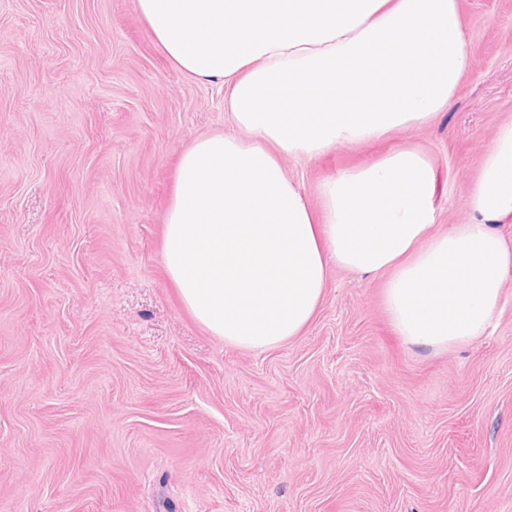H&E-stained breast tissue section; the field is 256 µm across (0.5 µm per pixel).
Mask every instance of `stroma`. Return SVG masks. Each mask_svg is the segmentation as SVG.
Returning <instances> with one entry per match:
<instances>
[{
	"label": "stroma",
	"instance_id": "obj_1",
	"mask_svg": "<svg viewBox=\"0 0 512 512\" xmlns=\"http://www.w3.org/2000/svg\"><path fill=\"white\" fill-rule=\"evenodd\" d=\"M470 67L423 128L283 156L308 194L401 144L464 223L512 121V0H458ZM223 87L134 0H0V512H512V273L475 342L396 336L382 280L332 268L276 348L210 336L163 264L180 154L235 133Z\"/></svg>",
	"mask_w": 512,
	"mask_h": 512
}]
</instances>
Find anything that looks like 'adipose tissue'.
<instances>
[{
    "mask_svg": "<svg viewBox=\"0 0 512 512\" xmlns=\"http://www.w3.org/2000/svg\"><path fill=\"white\" fill-rule=\"evenodd\" d=\"M190 78L224 86L233 134L179 160L163 263L196 321L224 343L266 351L298 336L332 266L383 275L396 334L419 349L486 335L512 246V122L471 177L467 223L436 234L439 174L400 145L328 175L308 197L282 156L424 127L448 111L470 52L458 0H134Z\"/></svg>",
    "mask_w": 512,
    "mask_h": 512,
    "instance_id": "obj_1",
    "label": "adipose tissue"
}]
</instances>
